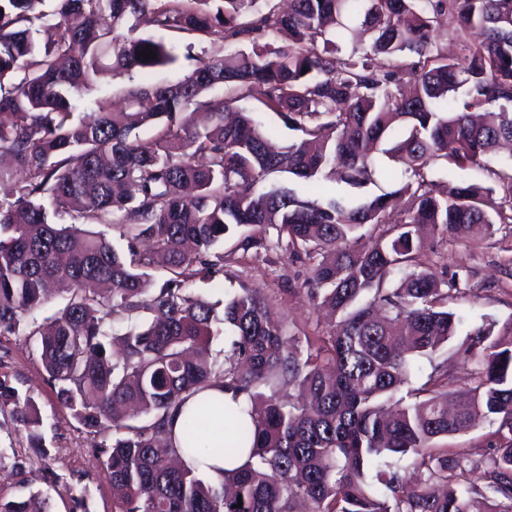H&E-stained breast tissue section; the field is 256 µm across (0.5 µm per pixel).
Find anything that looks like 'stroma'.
Here are the masks:
<instances>
[{"label": "stroma", "mask_w": 512, "mask_h": 512, "mask_svg": "<svg viewBox=\"0 0 512 512\" xmlns=\"http://www.w3.org/2000/svg\"><path fill=\"white\" fill-rule=\"evenodd\" d=\"M174 42L179 55L176 63L136 75L131 80L104 76L96 95L110 97L119 104L131 84L176 83L194 67L196 59L213 50L205 40L191 42L178 36ZM422 262L431 271L441 268L451 273L469 271L467 293L455 295L448 304L463 319L460 333L489 322L500 326L512 323V224L495 225L488 236L447 242L426 238ZM306 274L305 266L285 258L272 265L239 259L225 263L219 283L199 281L194 288L213 303L224 301L228 294L244 285L263 289L272 297L274 312L286 317L292 330L310 333L317 328L326 329L327 323L299 290L288 287L289 279L301 282ZM0 353L6 356L0 364V380L30 392L42 420V445L35 448L27 432L14 423L10 410L0 411V448L7 453L0 464V497L23 500L30 493L40 492L49 497L51 512H76L66 492L72 486L84 493L86 512H113L112 487L97 450L100 436L76 423L58 403L39 355L24 335L0 336Z\"/></svg>", "instance_id": "stroma-1"}]
</instances>
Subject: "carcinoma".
<instances>
[{
  "label": "carcinoma",
  "instance_id": "obj_1",
  "mask_svg": "<svg viewBox=\"0 0 512 512\" xmlns=\"http://www.w3.org/2000/svg\"><path fill=\"white\" fill-rule=\"evenodd\" d=\"M44 2L0 0V157L13 161L0 167V335L26 336L59 402L102 435L115 512H295L302 500L310 512H512V324L458 343L473 368L448 410V359L436 357L462 325L446 309L462 281L421 269L419 235L512 223V164L490 165L512 142V0H56L51 12ZM51 20L59 34L43 44ZM142 20L155 34H138ZM444 26L454 57L434 41ZM358 30L369 45L340 55ZM166 33L246 49H218L176 84L132 88L121 110L97 98L74 118L103 74L176 62ZM146 48L157 57L137 56ZM245 98L296 139L274 145L250 112L228 120ZM471 168L494 186L448 180ZM277 173L360 191L380 177L391 189H260ZM236 253L307 266L306 297L333 312L330 328L290 333L260 288L218 313L192 285L219 281ZM52 284L65 303L40 322ZM223 334L220 360L209 346ZM417 357L432 371L406 403ZM283 386L307 399L281 402ZM211 387L243 397L245 415L200 402L175 438L172 419ZM5 407L40 446L35 398L0 380ZM479 420L500 422L501 441L473 462L481 490L463 454L437 444ZM222 431L224 452L246 447L248 458L211 484L200 445ZM0 512L50 510L32 495L0 499Z\"/></svg>",
  "mask_w": 512,
  "mask_h": 512
}]
</instances>
